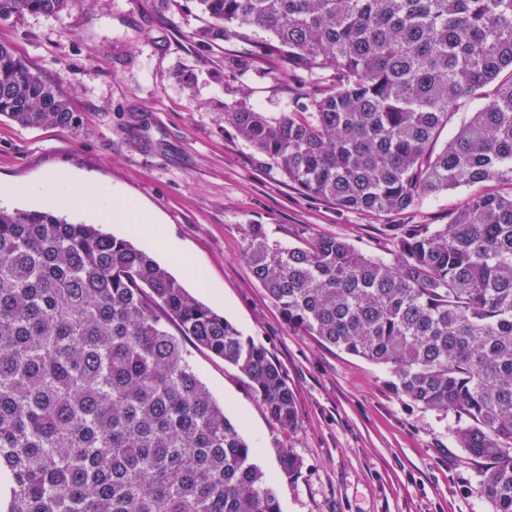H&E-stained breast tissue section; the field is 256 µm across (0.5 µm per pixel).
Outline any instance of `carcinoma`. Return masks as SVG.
I'll return each instance as SVG.
<instances>
[{"label":"carcinoma","instance_id":"obj_1","mask_svg":"<svg viewBox=\"0 0 512 512\" xmlns=\"http://www.w3.org/2000/svg\"><path fill=\"white\" fill-rule=\"evenodd\" d=\"M202 42L255 27L293 68L330 70L303 110L240 100L224 121L306 191L389 218L469 187L446 224H390L402 260L250 227L251 274L288 327L388 368L458 417L492 512H512V0H195ZM73 0H0V18ZM486 103L465 111L470 102ZM0 117L75 126L0 46ZM453 128L445 141L442 132ZM175 326L171 332L169 326ZM234 366L283 430L282 366L146 252L95 224L0 208V476L6 512H282L278 486L201 380L186 343ZM293 478L300 458L276 449Z\"/></svg>","mask_w":512,"mask_h":512}]
</instances>
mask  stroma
Listing matches in <instances>:
<instances>
[{"mask_svg":"<svg viewBox=\"0 0 512 512\" xmlns=\"http://www.w3.org/2000/svg\"><path fill=\"white\" fill-rule=\"evenodd\" d=\"M206 16L194 0H75L58 16L0 19V44L53 84L77 112V128H27L0 118V207L25 209L19 185L49 175L89 181L152 211L207 278L199 288L176 265L183 288L262 342L288 375L298 426L267 416L247 379L195 349L193 365L275 476L282 512H491L481 466L457 448L447 416L393 391L386 368L288 328L253 279L243 254L250 225L300 246L323 236L396 262L384 218L345 211L288 180L224 121L246 99L287 112L329 88L328 71L291 69L264 55L265 32L201 45ZM466 188L422 198L402 224H445ZM292 448L299 475L281 476L276 448Z\"/></svg>","mask_w":512,"mask_h":512,"instance_id":"1","label":"stroma"}]
</instances>
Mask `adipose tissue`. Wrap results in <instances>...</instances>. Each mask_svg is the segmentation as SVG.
<instances>
[{
    "mask_svg": "<svg viewBox=\"0 0 512 512\" xmlns=\"http://www.w3.org/2000/svg\"><path fill=\"white\" fill-rule=\"evenodd\" d=\"M28 195L36 205L43 207L97 210L105 219L127 225L133 233L168 255L188 276L196 274L194 264L180 246L158 235L153 227V217L132 200L107 192L99 186L69 180L60 175L48 178L39 187L29 189Z\"/></svg>",
    "mask_w": 512,
    "mask_h": 512,
    "instance_id": "ef3b65f1",
    "label": "adipose tissue"
}]
</instances>
